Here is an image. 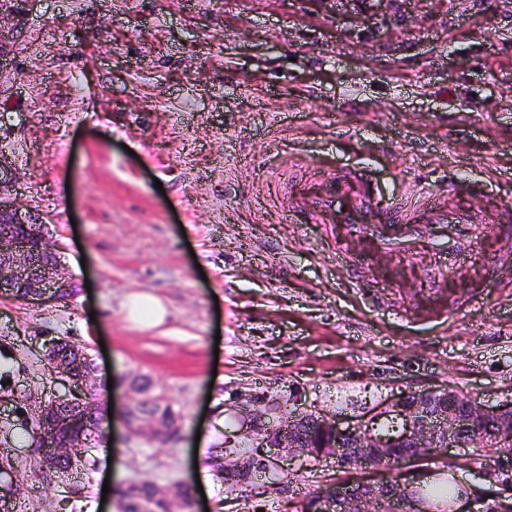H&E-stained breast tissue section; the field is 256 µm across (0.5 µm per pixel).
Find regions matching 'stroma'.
I'll list each match as a JSON object with an SVG mask.
<instances>
[{
	"label": "stroma",
	"instance_id": "stroma-1",
	"mask_svg": "<svg viewBox=\"0 0 512 512\" xmlns=\"http://www.w3.org/2000/svg\"><path fill=\"white\" fill-rule=\"evenodd\" d=\"M0 73V152L12 195L48 220L81 290L67 305L0 298V369L23 392L21 361L45 336L92 350L114 410L127 378L153 376L182 414L178 438L146 444L120 420L111 456L41 489L25 433L0 412L24 489L15 512H116L104 485L199 479L209 512H295L339 478L332 459L293 462L289 480L244 494L206 457L242 395L277 393L326 415L448 385L482 404L512 401V272L470 305V275L432 288L427 253L373 251L355 287L324 225L290 224L293 191L320 173L369 165L387 188L446 178L492 183L512 205V4L380 0H31ZM479 111H471V103ZM310 165H292L296 154ZM161 298L164 324L128 322V294ZM446 309V323L403 318ZM430 466L472 489L470 508L512 493L470 447Z\"/></svg>",
	"mask_w": 512,
	"mask_h": 512
}]
</instances>
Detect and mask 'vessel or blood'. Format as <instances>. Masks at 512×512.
<instances>
[{
	"label": "vessel or blood",
	"mask_w": 512,
	"mask_h": 512,
	"mask_svg": "<svg viewBox=\"0 0 512 512\" xmlns=\"http://www.w3.org/2000/svg\"><path fill=\"white\" fill-rule=\"evenodd\" d=\"M480 181H449L441 187L420 186L408 193L381 188L359 168L340 167L320 177L306 204L289 202L290 224H324L366 240L378 252L413 256L428 250L439 274L474 266L487 235L512 239V223L497 202L470 209L455 204L463 192L486 194Z\"/></svg>",
	"instance_id": "obj_1"
}]
</instances>
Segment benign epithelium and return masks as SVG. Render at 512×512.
Listing matches in <instances>:
<instances>
[{
  "instance_id": "1",
  "label": "benign epithelium",
  "mask_w": 512,
  "mask_h": 512,
  "mask_svg": "<svg viewBox=\"0 0 512 512\" xmlns=\"http://www.w3.org/2000/svg\"><path fill=\"white\" fill-rule=\"evenodd\" d=\"M29 0H0V70L11 62L7 44L14 38L19 17ZM36 215L24 213L20 207L0 199V294H10L16 279L31 280L34 291L26 297L28 304L42 306L54 298L62 287L60 264L55 255L31 259L28 241L22 230L40 224ZM55 383L64 391L57 401L81 398L80 390L71 385L72 366L53 362ZM282 399L271 396L258 408L252 400L242 401L241 414L227 437L249 442L255 452L224 456V469L254 475L280 468L288 458L307 459L324 456L310 436L317 426L332 432L324 444L329 455L336 457L339 467L364 474L359 479L338 482L319 490L312 512H425L416 508V491L431 473L428 461L440 450L461 448L470 444L475 418L486 421L482 444L496 447L502 434L512 435V405L474 407L461 394L448 386L410 390L390 397L358 415V419L343 422L335 416L317 412H281ZM393 419L396 432H378V423ZM394 448L402 450L397 460L396 477L378 466L375 460L387 458ZM20 485L14 473L0 465V500L8 501L19 495Z\"/></svg>"
}]
</instances>
